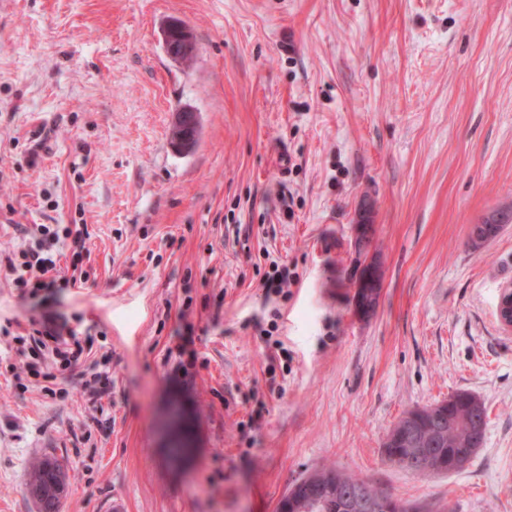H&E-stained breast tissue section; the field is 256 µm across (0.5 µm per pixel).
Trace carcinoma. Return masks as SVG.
Segmentation results:
<instances>
[{
    "instance_id": "carcinoma-1",
    "label": "carcinoma",
    "mask_w": 512,
    "mask_h": 512,
    "mask_svg": "<svg viewBox=\"0 0 512 512\" xmlns=\"http://www.w3.org/2000/svg\"><path fill=\"white\" fill-rule=\"evenodd\" d=\"M512 223V210H497L487 217L484 233L495 237L501 227ZM488 411L484 403L468 392H458L448 398V421L439 435L437 445L432 448L435 457L457 455V468H462L476 450L485 443ZM385 458L406 469H417L419 463L410 449L383 448ZM61 468V460L56 457H44L31 466L28 483L47 485L55 479V471ZM323 481H336V498L330 501L326 512H358L354 499L357 492L372 501L376 512H431V509L417 502H401L391 494L384 492L370 482L333 468L322 467L315 470Z\"/></svg>"
}]
</instances>
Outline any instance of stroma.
Wrapping results in <instances>:
<instances>
[{"label":"stroma","instance_id":"stroma-1","mask_svg":"<svg viewBox=\"0 0 512 512\" xmlns=\"http://www.w3.org/2000/svg\"><path fill=\"white\" fill-rule=\"evenodd\" d=\"M172 20L191 65L164 50ZM184 106L200 126L181 152ZM499 209L512 0H0V251L34 224L86 242L79 287L30 299L0 274V512H36L46 456L68 462L60 512H276L324 465L435 512H512V223L470 240ZM274 260L288 295L262 286ZM36 311L92 337L108 395L77 370L14 378ZM459 391L488 410L470 462L385 459L406 411ZM174 405L196 445L178 466ZM176 34L175 40L172 35ZM166 54L175 61L188 63L194 55V44L190 31L180 22H171L163 33ZM363 275L355 286L354 308L358 315L369 316L377 306L382 281L380 269L374 261L363 266ZM61 462H63V460H59L56 457H44L33 463L28 474V489L31 483L46 486L50 481L55 479V471H58L57 468H62ZM38 484L31 488V496L37 503L40 502L41 497L46 493V490L38 486Z\"/></svg>","mask_w":512,"mask_h":512}]
</instances>
